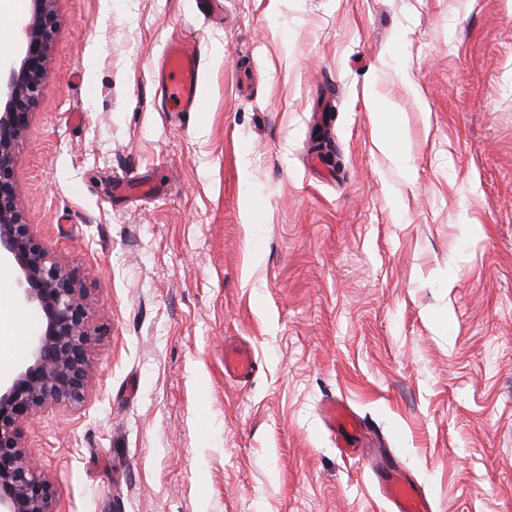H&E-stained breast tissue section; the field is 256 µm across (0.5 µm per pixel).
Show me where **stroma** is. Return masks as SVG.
<instances>
[{
  "label": "stroma",
  "mask_w": 512,
  "mask_h": 512,
  "mask_svg": "<svg viewBox=\"0 0 512 512\" xmlns=\"http://www.w3.org/2000/svg\"><path fill=\"white\" fill-rule=\"evenodd\" d=\"M221 2L55 3L19 204L108 329L26 429L57 512H390L382 466L512 512V0ZM173 39L202 111L166 109ZM258 362L251 348L243 345H225L224 375L227 378L246 379L256 370ZM322 421L325 430L335 440L336 433H348L359 427L356 414L336 399L328 401L323 410Z\"/></svg>",
  "instance_id": "1"
}]
</instances>
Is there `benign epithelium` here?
<instances>
[{
	"instance_id": "7a95c632",
	"label": "benign epithelium",
	"mask_w": 512,
	"mask_h": 512,
	"mask_svg": "<svg viewBox=\"0 0 512 512\" xmlns=\"http://www.w3.org/2000/svg\"><path fill=\"white\" fill-rule=\"evenodd\" d=\"M55 2L32 0L17 53L0 60V262L14 267L19 298L43 316L31 356L0 381V512H56V488L28 453L25 427L49 407L84 401L89 350L106 335L89 325L85 279L37 239L18 203L14 157L47 77Z\"/></svg>"
}]
</instances>
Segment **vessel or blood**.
<instances>
[{"label":"vessel or blood","instance_id":"obj_1","mask_svg":"<svg viewBox=\"0 0 512 512\" xmlns=\"http://www.w3.org/2000/svg\"><path fill=\"white\" fill-rule=\"evenodd\" d=\"M202 65V55L190 49L183 41L174 39L165 46L161 65L162 88L166 101L177 106L179 111H199ZM257 366L251 348L243 345L225 347V377L249 378ZM322 421L325 430L332 436L356 430L359 426L356 414L333 400L325 404ZM382 489L391 512H432L431 495L408 474L393 472L386 477Z\"/></svg>","mask_w":512,"mask_h":512}]
</instances>
